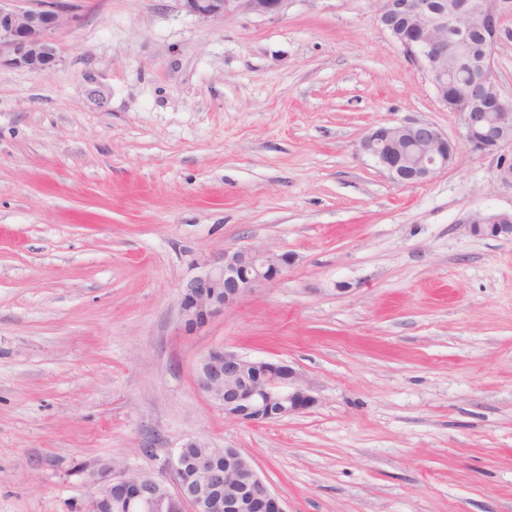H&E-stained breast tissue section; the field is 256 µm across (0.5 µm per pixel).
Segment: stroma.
Wrapping results in <instances>:
<instances>
[{"label":"stroma","mask_w":512,"mask_h":512,"mask_svg":"<svg viewBox=\"0 0 512 512\" xmlns=\"http://www.w3.org/2000/svg\"><path fill=\"white\" fill-rule=\"evenodd\" d=\"M66 2L61 64L0 65V512H82L97 464L191 439L288 512H512V240L469 231L512 215V147L410 187L360 152L461 130L376 0ZM228 246L291 262L186 327ZM217 348L292 362L318 404L225 418L193 384ZM188 12L203 18L248 13L257 16L279 14L286 0H182Z\"/></svg>","instance_id":"1"}]
</instances>
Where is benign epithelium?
Segmentation results:
<instances>
[{
	"instance_id": "obj_1",
	"label": "benign epithelium",
	"mask_w": 512,
	"mask_h": 512,
	"mask_svg": "<svg viewBox=\"0 0 512 512\" xmlns=\"http://www.w3.org/2000/svg\"><path fill=\"white\" fill-rule=\"evenodd\" d=\"M22 0H0V63L39 73L60 61L58 30L74 22L58 0H40L24 7ZM188 12L203 18L248 13L272 16L286 0H182ZM375 21L411 61L426 72L439 102L448 96L475 99L477 86L496 85L495 47L478 67L459 80L444 63L448 53L460 50L448 41V32H463L464 17H478L502 28L512 18V0H497L485 11L481 0H377ZM417 26L424 36L413 46L404 44L401 23ZM462 131L453 141L427 121H409L366 130L359 150L369 156L389 179L401 186L427 182L448 169L457 152L465 149L484 155L512 146V99L497 95L493 112H460ZM477 237L512 238V217L490 215L469 224ZM289 265L286 254L252 247H226L219 268L193 281L190 301L181 303L190 320L208 318L243 296L278 278ZM197 390L224 415L244 423L281 421L314 407V383L293 365L251 359L223 349L209 351L196 365ZM94 491L85 512H287L284 501L259 475L252 462L235 448L224 449V464L209 454L184 459L178 448L156 472L130 471L102 463L93 479Z\"/></svg>"
}]
</instances>
